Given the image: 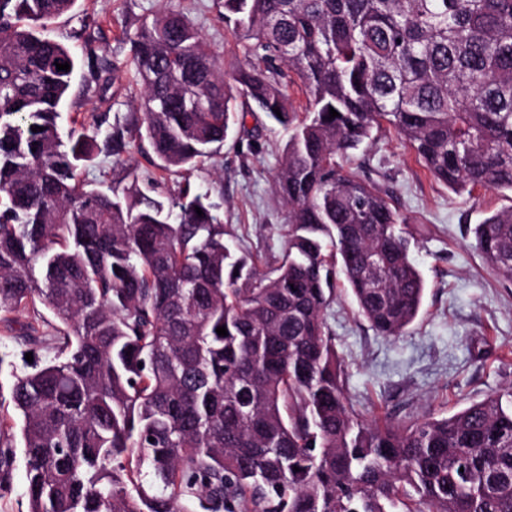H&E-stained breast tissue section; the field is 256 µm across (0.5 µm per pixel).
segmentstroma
Wrapping results in <instances>:
<instances>
[{"mask_svg": "<svg viewBox=\"0 0 512 512\" xmlns=\"http://www.w3.org/2000/svg\"><path fill=\"white\" fill-rule=\"evenodd\" d=\"M186 11L218 63L232 69L243 55L224 24L219 0H77L58 19L53 35L79 58L96 55L102 78L88 88L74 80L61 123L93 127L139 109V87L129 61V39L142 19L163 8ZM288 139L281 125L258 112L229 135L212 158L189 171L166 175L136 147L120 157L99 155L81 171L82 180L107 187L113 173L140 183L158 182L162 198L179 185L212 189L224 229L260 266L273 263L288 241L287 211L272 186ZM345 170L392 193L414 232L411 249L426 282L423 307L404 336L376 335L357 314L344 280L327 319L346 371V387L365 421L450 415L491 394L512 390V285L501 283L474 248L473 228L490 213L512 206V194L475 189L456 194L436 182L415 151L387 129L376 145L360 148ZM57 322L42 304L0 313V354L25 370L26 354L50 358L43 337Z\"/></svg>", "mask_w": 512, "mask_h": 512, "instance_id": "obj_1", "label": "stroma"}]
</instances>
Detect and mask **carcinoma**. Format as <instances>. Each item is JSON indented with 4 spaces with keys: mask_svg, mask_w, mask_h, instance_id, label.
Segmentation results:
<instances>
[{
    "mask_svg": "<svg viewBox=\"0 0 512 512\" xmlns=\"http://www.w3.org/2000/svg\"><path fill=\"white\" fill-rule=\"evenodd\" d=\"M75 3L0 0V312L40 302L60 324L53 357L10 372L0 492L20 452L28 512H512V398L360 421L327 323L339 275L385 338L426 289L406 218L338 156L388 124L453 192H512V0H221L229 75L169 8L130 38L140 112L105 131L60 124L79 62L47 31ZM254 111L291 129L274 266L224 238L206 192L79 178L135 139L179 174ZM474 247L512 282V206Z\"/></svg>",
    "mask_w": 512,
    "mask_h": 512,
    "instance_id": "carcinoma-1",
    "label": "carcinoma"
}]
</instances>
